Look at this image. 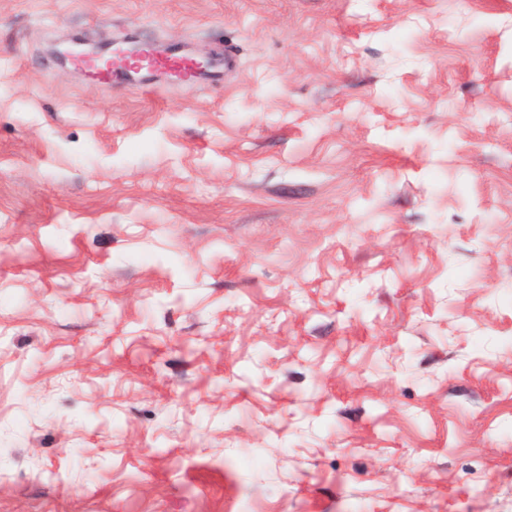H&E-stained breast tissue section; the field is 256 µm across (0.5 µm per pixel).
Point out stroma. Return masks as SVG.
I'll use <instances>...</instances> for the list:
<instances>
[{"mask_svg": "<svg viewBox=\"0 0 512 512\" xmlns=\"http://www.w3.org/2000/svg\"><path fill=\"white\" fill-rule=\"evenodd\" d=\"M0 512H512V0H0ZM144 55L143 60L141 56ZM234 61L231 48L224 49V56H213L208 62L200 63L195 59L187 60L181 52L167 51L164 56L155 58L150 50H145L140 56L130 58L124 69L108 70L96 59L76 57L74 64L81 68L92 80L103 85L111 84L114 77L119 78L127 73L140 71L142 62L155 63L178 73L182 80L199 82L203 79L216 80L224 75V68Z\"/></svg>", "mask_w": 512, "mask_h": 512, "instance_id": "obj_1", "label": "stroma"}]
</instances>
